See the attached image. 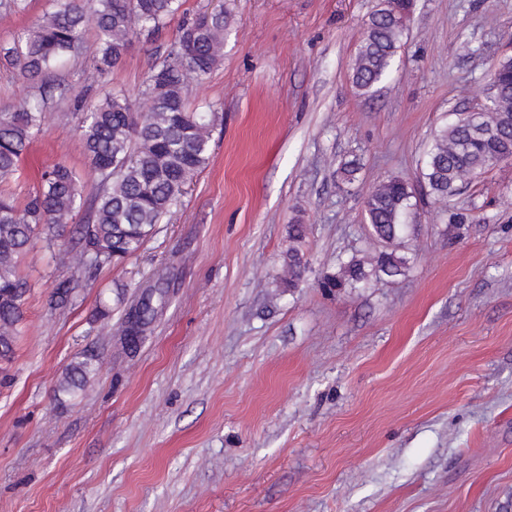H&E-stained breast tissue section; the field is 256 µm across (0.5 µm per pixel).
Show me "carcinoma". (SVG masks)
Here are the masks:
<instances>
[{"label": "carcinoma", "instance_id": "carcinoma-1", "mask_svg": "<svg viewBox=\"0 0 512 512\" xmlns=\"http://www.w3.org/2000/svg\"><path fill=\"white\" fill-rule=\"evenodd\" d=\"M47 14L11 47L0 46V59L19 67L27 78L55 70L65 57L83 49L88 27H94L96 47L86 82L104 79L120 62L138 33L162 28L180 8L179 0H56ZM411 21L404 0H381L365 22L353 67V83L370 92L391 72L404 31ZM224 11L199 14L182 24L180 34L164 60L145 80L144 94L153 101L140 112L126 96L116 94L88 106L80 92L73 97L79 115L83 149L90 160L98 189L90 201L82 198L75 171L56 164L42 175L41 188L25 205L0 192V360L13 354L14 338L22 320L27 282L18 273V259L32 241L49 242L60 236L76 212L87 207L82 249L85 266L98 269L134 256L157 224L178 206L185 186L203 171L211 157L215 112L188 108L186 76L209 73L223 55ZM499 87L495 100L479 112L458 113L438 130L420 171V186L439 204L460 192L468 179L486 173L498 156H512V59L499 63L491 75ZM47 98L0 113V184L15 178L19 162L46 122ZM361 169L359 159L345 160L343 181L351 185ZM413 189L388 178L367 194L365 210L370 235L392 244L409 225L402 222L411 207ZM304 236L303 225H289L292 245L282 257L285 275L280 286L296 288L306 262L294 243ZM338 270L326 273L319 286L330 291L365 288L373 281L406 273L409 260L382 252L370 262L356 257L338 259ZM154 294L144 295L126 312L125 335H137L154 314ZM89 363L66 369L57 385L73 393L86 383Z\"/></svg>", "mask_w": 512, "mask_h": 512}]
</instances>
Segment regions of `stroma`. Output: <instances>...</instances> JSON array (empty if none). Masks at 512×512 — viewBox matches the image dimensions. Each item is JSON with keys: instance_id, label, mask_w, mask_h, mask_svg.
I'll use <instances>...</instances> for the list:
<instances>
[{"instance_id": "1", "label": "stroma", "mask_w": 512, "mask_h": 512, "mask_svg": "<svg viewBox=\"0 0 512 512\" xmlns=\"http://www.w3.org/2000/svg\"><path fill=\"white\" fill-rule=\"evenodd\" d=\"M159 31L85 87L87 50L49 76L89 103L144 82L183 20L224 8V55L189 74L191 110L218 115L208 166L123 264L89 270L81 217L19 265L30 290L0 360V512H512V163L445 205L421 195L396 245L407 275L331 295L337 258H372L364 200L417 185L436 129L477 109L474 87L512 57V0H414L390 75L351 81L378 0H181ZM0 20L12 46L54 8L25 0ZM39 83L0 60V112ZM69 96L7 191L17 202L57 163L96 185ZM362 168L344 186L338 168ZM469 215L460 232L452 213ZM309 263L277 287L288 226ZM74 286L59 293L60 282ZM164 296L137 346L122 329L147 287ZM85 386L57 392L71 364Z\"/></svg>"}]
</instances>
